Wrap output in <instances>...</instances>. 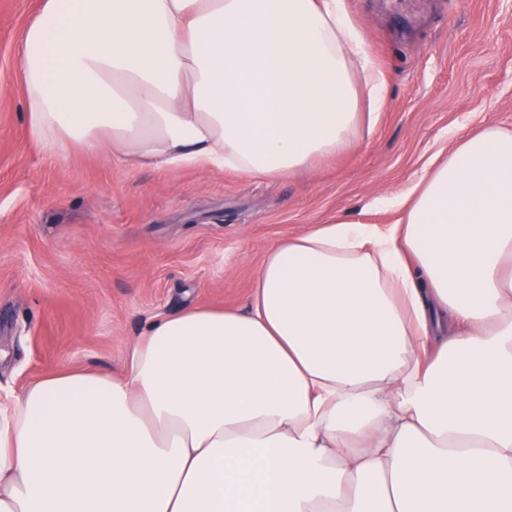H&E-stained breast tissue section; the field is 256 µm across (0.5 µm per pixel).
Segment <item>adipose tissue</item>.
I'll list each match as a JSON object with an SVG mask.
<instances>
[{"mask_svg": "<svg viewBox=\"0 0 512 512\" xmlns=\"http://www.w3.org/2000/svg\"><path fill=\"white\" fill-rule=\"evenodd\" d=\"M19 67L43 153L285 178L385 82L344 0H43ZM265 255L247 312L151 322L119 376L0 398V512H512V132L489 127Z\"/></svg>", "mask_w": 512, "mask_h": 512, "instance_id": "ef3b65f1", "label": "adipose tissue"}]
</instances>
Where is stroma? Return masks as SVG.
<instances>
[{"instance_id":"35a3bbf8","label":"stroma","mask_w":512,"mask_h":512,"mask_svg":"<svg viewBox=\"0 0 512 512\" xmlns=\"http://www.w3.org/2000/svg\"><path fill=\"white\" fill-rule=\"evenodd\" d=\"M42 0H0V393L64 368L114 376L148 322L243 309L265 253L376 206L471 134L512 131V0H345L386 84L353 149L284 179L132 166L29 138L18 68Z\"/></svg>"}]
</instances>
